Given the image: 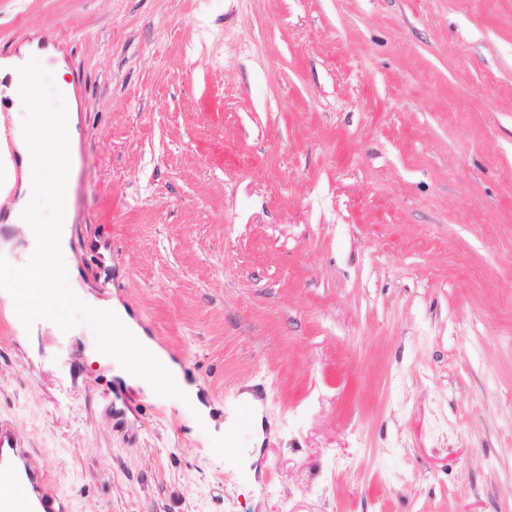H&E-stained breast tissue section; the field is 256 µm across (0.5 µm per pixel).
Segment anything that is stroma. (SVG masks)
Here are the masks:
<instances>
[{
	"label": "stroma",
	"instance_id": "35a3bbf8",
	"mask_svg": "<svg viewBox=\"0 0 512 512\" xmlns=\"http://www.w3.org/2000/svg\"><path fill=\"white\" fill-rule=\"evenodd\" d=\"M76 95L71 248L223 420L0 329L62 512H512V0H0Z\"/></svg>",
	"mask_w": 512,
	"mask_h": 512
}]
</instances>
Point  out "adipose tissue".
<instances>
[{"label":"adipose tissue","instance_id":"ef3b65f1","mask_svg":"<svg viewBox=\"0 0 512 512\" xmlns=\"http://www.w3.org/2000/svg\"><path fill=\"white\" fill-rule=\"evenodd\" d=\"M44 99L33 95L25 104L24 114L17 122L14 139L18 150L21 185L18 200L14 205L12 217L18 222H31L34 233L31 245L23 260L16 265L9 277V289L4 296L15 318L27 322L51 320L57 331L65 333L71 330V316L65 305L58 303L59 295L71 292L77 283L78 270L71 260L70 229L72 214L68 211L52 209L55 196L69 195L74 184L70 178L51 167L42 154L35 150L33 136L35 129L46 128L61 123L68 130L66 147L76 150L78 132L76 112L43 111ZM67 261V277L62 282L51 280L55 258ZM112 314L126 323L129 331L136 335L142 352L152 355L155 362L166 370L170 379L181 383L185 396L193 402L201 415H208L209 409L202 403L196 386L183 381L180 367L150 340L143 329L132 320L126 309L115 305ZM88 355L91 360L114 366V373L126 383L143 388H152V381L142 376L129 363L128 343L123 337H113L112 341L92 347Z\"/></svg>","mask_w":512,"mask_h":512}]
</instances>
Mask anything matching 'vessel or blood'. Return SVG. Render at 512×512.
Masks as SVG:
<instances>
[{
    "mask_svg": "<svg viewBox=\"0 0 512 512\" xmlns=\"http://www.w3.org/2000/svg\"><path fill=\"white\" fill-rule=\"evenodd\" d=\"M65 138L66 128L59 125L41 140L52 167L58 170L67 166V157L61 150ZM0 512H61L56 497L48 489L45 471L32 462L26 445L2 421Z\"/></svg>",
    "mask_w": 512,
    "mask_h": 512,
    "instance_id": "1",
    "label": "vessel or blood"
}]
</instances>
